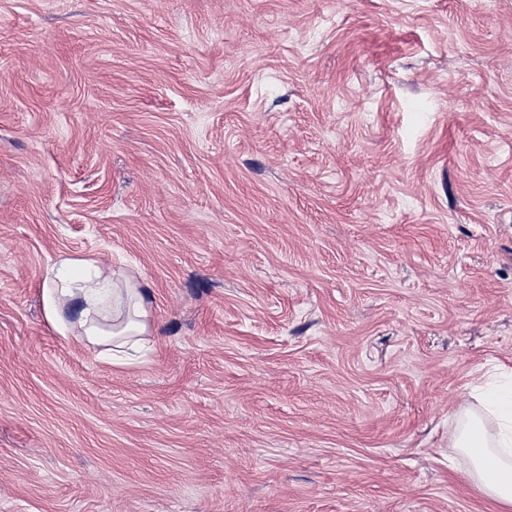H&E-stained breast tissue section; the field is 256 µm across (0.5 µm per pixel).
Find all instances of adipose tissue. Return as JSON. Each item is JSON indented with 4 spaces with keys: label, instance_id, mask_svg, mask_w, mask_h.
<instances>
[{
    "label": "adipose tissue",
    "instance_id": "obj_1",
    "mask_svg": "<svg viewBox=\"0 0 512 512\" xmlns=\"http://www.w3.org/2000/svg\"><path fill=\"white\" fill-rule=\"evenodd\" d=\"M43 302L61 336L104 340L114 353L143 345L149 333L148 288L124 270H102L90 256H66L48 266ZM480 405L495 418V433H488L481 418H471L450 439L448 452H464L471 483L500 512H512V383L496 386Z\"/></svg>",
    "mask_w": 512,
    "mask_h": 512
}]
</instances>
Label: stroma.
<instances>
[{
    "mask_svg": "<svg viewBox=\"0 0 512 512\" xmlns=\"http://www.w3.org/2000/svg\"><path fill=\"white\" fill-rule=\"evenodd\" d=\"M152 297L128 363L46 268ZM512 0H0V512H490ZM43 302L55 330L64 338L98 342L114 353L143 345L149 335V288L123 269L107 272L91 256L62 257L47 267ZM112 353V354H110ZM480 406L496 420L491 437L480 417L471 418L448 443V457L458 451L469 458L467 475L485 497L500 506V512L512 510V381L496 386L479 400Z\"/></svg>",
    "mask_w": 512,
    "mask_h": 512,
    "instance_id": "obj_1",
    "label": "stroma"
}]
</instances>
